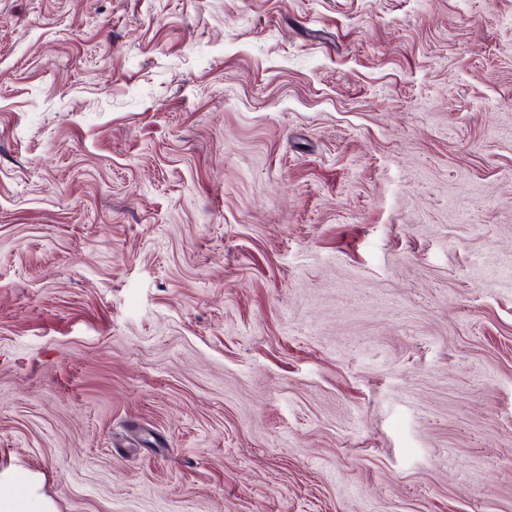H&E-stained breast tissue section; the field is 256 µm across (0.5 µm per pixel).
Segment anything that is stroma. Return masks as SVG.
Returning <instances> with one entry per match:
<instances>
[{"label": "stroma", "instance_id": "1", "mask_svg": "<svg viewBox=\"0 0 512 512\" xmlns=\"http://www.w3.org/2000/svg\"><path fill=\"white\" fill-rule=\"evenodd\" d=\"M0 474L512 512V0H0Z\"/></svg>", "mask_w": 512, "mask_h": 512}]
</instances>
